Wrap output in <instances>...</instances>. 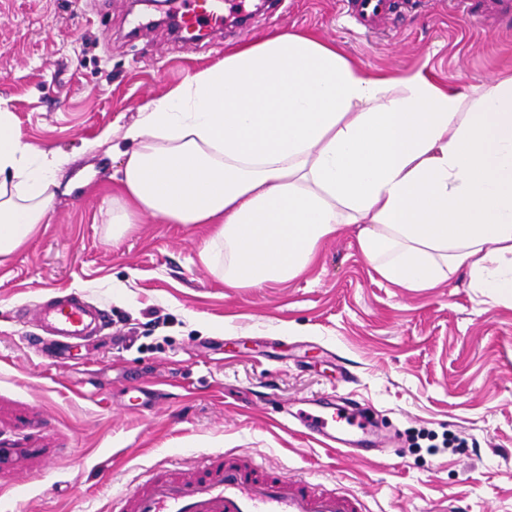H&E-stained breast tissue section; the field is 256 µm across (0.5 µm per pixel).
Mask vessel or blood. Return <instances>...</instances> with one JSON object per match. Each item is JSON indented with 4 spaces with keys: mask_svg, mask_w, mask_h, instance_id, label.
Instances as JSON below:
<instances>
[{
    "mask_svg": "<svg viewBox=\"0 0 512 512\" xmlns=\"http://www.w3.org/2000/svg\"><path fill=\"white\" fill-rule=\"evenodd\" d=\"M357 26L371 34L385 29L418 0H340ZM456 10L481 28L512 22V0H452ZM248 0H187L180 18L182 32L216 29L224 13L246 12ZM45 340L38 349L48 363L65 357L71 341L98 335L106 322L101 308L70 293L44 305L38 317ZM310 439L340 445L343 454L370 452L368 440L356 433L372 425L358 402L310 404L296 414ZM112 512H368L359 495L322 488L312 480L288 477L255 458L215 450L178 474L171 467L154 468L140 483L112 499Z\"/></svg>",
    "mask_w": 512,
    "mask_h": 512,
    "instance_id": "1",
    "label": "vessel or blood"
}]
</instances>
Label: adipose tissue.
<instances>
[{"instance_id": "1", "label": "adipose tissue", "mask_w": 512, "mask_h": 512, "mask_svg": "<svg viewBox=\"0 0 512 512\" xmlns=\"http://www.w3.org/2000/svg\"><path fill=\"white\" fill-rule=\"evenodd\" d=\"M123 138L113 239L144 215L206 224L202 262L261 288L302 276L350 227L398 288L462 272L512 307V76L464 92L421 70L370 74L283 29L147 100ZM69 162L0 108V257L39 234Z\"/></svg>"}]
</instances>
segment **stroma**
Masks as SVG:
<instances>
[{"label": "stroma", "instance_id": "obj_1", "mask_svg": "<svg viewBox=\"0 0 512 512\" xmlns=\"http://www.w3.org/2000/svg\"><path fill=\"white\" fill-rule=\"evenodd\" d=\"M133 22L129 0H0V104L26 141L72 158L40 233L0 257V512H110L146 470L213 450L359 493L369 512H512V307L462 273L396 288L349 229L300 278L228 288L199 256L208 225L145 216L116 241L110 224L124 127L229 47L307 31L368 72L425 66L466 89L512 75V28L442 0L379 37L338 0H281L212 41ZM71 292L106 311L105 336L49 365L28 341L35 313ZM137 379L161 386L140 408ZM329 395L372 413L369 460L300 435L294 411Z\"/></svg>", "mask_w": 512, "mask_h": 512}]
</instances>
